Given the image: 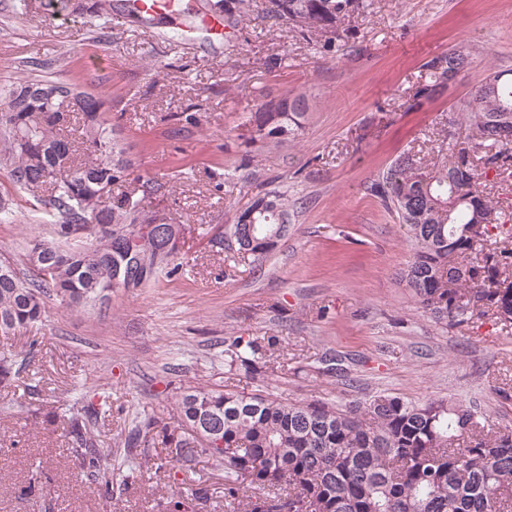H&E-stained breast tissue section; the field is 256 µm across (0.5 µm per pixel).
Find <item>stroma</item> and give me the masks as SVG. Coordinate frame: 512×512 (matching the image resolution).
Returning <instances> with one entry per match:
<instances>
[{"label": "stroma", "mask_w": 512, "mask_h": 512, "mask_svg": "<svg viewBox=\"0 0 512 512\" xmlns=\"http://www.w3.org/2000/svg\"><path fill=\"white\" fill-rule=\"evenodd\" d=\"M48 0H0V95L22 72L80 84L102 95L120 145L140 179L165 177L147 209L185 227L184 265L133 293L80 312L46 300L47 318L0 353L24 351L27 384L0 391V512H177L176 488L196 489L178 512H233L224 473L204 455L175 481L129 475L124 424L134 415L174 422L180 389L228 381L224 349L234 337L276 336L287 354L276 375L241 385L293 404L342 406L379 394L445 401L512 426V331L481 318L447 328L422 312L401 277L414 248L408 228L371 185L400 155L430 162L437 141L464 140L448 117L481 75L512 70V0H369L351 16V38L326 52L292 24L255 11L230 39L168 44L129 17L108 29ZM470 64L447 91L415 92L427 59L459 45ZM36 69H28L29 61ZM306 94L314 108L299 140L248 153L244 122L266 99ZM194 108L191 126L177 113ZM288 196V232L263 259L242 256L230 224L257 194ZM44 205L0 170V258L18 259L33 238H50ZM112 393L111 495L69 453L52 405L76 394Z\"/></svg>", "instance_id": "35a3bbf8"}]
</instances>
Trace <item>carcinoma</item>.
<instances>
[{
    "mask_svg": "<svg viewBox=\"0 0 512 512\" xmlns=\"http://www.w3.org/2000/svg\"><path fill=\"white\" fill-rule=\"evenodd\" d=\"M210 4L212 14L235 29L250 15L253 0ZM369 7L366 0H267V16L285 19L301 37L325 50L349 33V18ZM82 10L108 24L131 14L127 0H87ZM468 65L454 48L422 64L420 97L443 85L448 72ZM312 104L304 94L286 93L259 106L244 123L245 145L296 140ZM106 99L74 84L20 76L0 101V168L12 182L53 211L54 237L37 240L25 254L32 271L20 277L0 259V335L43 322L45 298L70 307L93 308L102 293L142 288L159 274L180 268V243L152 233L158 214L143 198L113 186L130 176L116 131L106 117ZM512 119V77L490 71L477 80L459 119L465 140L448 146L433 167L407 153L371 191L394 209L414 239L405 274L421 308L436 321L457 328L494 316L512 328V279L506 251L487 247L500 218L481 189L488 171L512 168V135L499 128ZM255 213L256 223L232 225V235L255 259L273 249L262 240L275 226L286 231L288 197L256 196L238 216ZM280 341L236 336L224 349L229 371L247 376L272 369ZM22 367L11 353L0 354V389L19 386ZM174 425L132 421L126 463L137 461L142 430L162 434L166 455L155 471L177 474L195 426L224 428V449L197 441L194 452L224 470V500L242 512H264L267 502L299 503L303 512H508L512 506V429L483 432L476 413L443 401L413 403L380 394L367 405L342 408L322 400L289 404L235 385L222 389L190 385L179 396ZM64 424L70 453L112 494V449L103 448L91 425L112 417V401L96 393L55 407Z\"/></svg>",
    "mask_w": 512,
    "mask_h": 512,
    "instance_id": "cac0c4a2",
    "label": "carcinoma"
}]
</instances>
